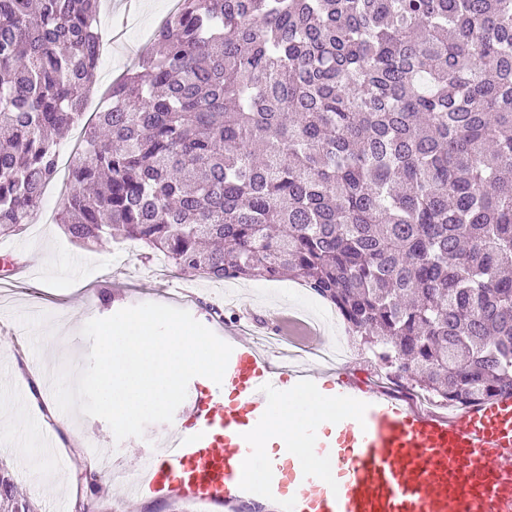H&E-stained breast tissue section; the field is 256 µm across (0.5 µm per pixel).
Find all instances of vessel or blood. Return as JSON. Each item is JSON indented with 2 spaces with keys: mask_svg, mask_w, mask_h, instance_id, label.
I'll return each instance as SVG.
<instances>
[{
  "mask_svg": "<svg viewBox=\"0 0 512 512\" xmlns=\"http://www.w3.org/2000/svg\"><path fill=\"white\" fill-rule=\"evenodd\" d=\"M287 336L294 346L319 345L295 317ZM224 340L232 353L221 385L193 394L163 448L129 476L130 497L232 506L270 496L279 512H512V395L447 416L309 363L275 367L234 328ZM291 387L330 390L360 408L357 420L302 430L310 448L334 455L333 480L306 459L254 450L255 429ZM251 462L265 470L264 483L250 480Z\"/></svg>",
  "mask_w": 512,
  "mask_h": 512,
  "instance_id": "obj_1",
  "label": "vessel or blood"
}]
</instances>
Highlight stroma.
I'll list each match as a JSON object with an SVG mask.
<instances>
[{"label":"stroma","instance_id":"obj_1","mask_svg":"<svg viewBox=\"0 0 512 512\" xmlns=\"http://www.w3.org/2000/svg\"><path fill=\"white\" fill-rule=\"evenodd\" d=\"M176 0H137L125 14L122 0L101 10L103 38L120 35L130 48L121 65L99 69L97 84L107 87L151 50V35ZM81 135L73 129L60 141L58 169L43 190L37 217L19 234L0 237V464L12 473L16 485L30 498L37 512H73L88 464L99 451L111 449L129 469L142 466L152 442L166 431L165 424L148 425L143 437L116 441L108 423L97 417L72 415L60 426L49 412L27 410L26 384L37 375L57 370L64 362L83 367L91 343L82 333L62 341L57 325L72 314L108 317L120 309L159 303L187 310L214 333L224 325H240L266 336L281 310H327L328 305L298 281L237 283L232 300H225L224 285L175 267L160 268L148 259L141 245L127 249L115 261L113 245L85 249L72 243L58 218L69 188V174L78 159L74 146ZM332 342L343 347L333 370L360 378L370 386L381 383L383 367L366 353L360 337L350 335L336 321ZM91 512H226L221 505H200L180 500H121L111 492L90 499Z\"/></svg>","mask_w":512,"mask_h":512}]
</instances>
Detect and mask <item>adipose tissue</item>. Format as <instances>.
I'll return each instance as SVG.
<instances>
[{"label":"adipose tissue","instance_id":"1","mask_svg":"<svg viewBox=\"0 0 512 512\" xmlns=\"http://www.w3.org/2000/svg\"><path fill=\"white\" fill-rule=\"evenodd\" d=\"M354 412L352 403L337 402L329 392H295L273 406L266 423L256 433L255 449L261 452L275 444L290 454L310 456L301 439L307 420L321 422L339 415L350 417Z\"/></svg>","mask_w":512,"mask_h":512}]
</instances>
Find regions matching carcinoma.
I'll use <instances>...</instances> for the list:
<instances>
[{
    "mask_svg": "<svg viewBox=\"0 0 512 512\" xmlns=\"http://www.w3.org/2000/svg\"><path fill=\"white\" fill-rule=\"evenodd\" d=\"M101 0H0V237L97 82ZM83 128L61 224L285 273L407 388L512 394V0H178ZM0 512H34L0 469Z\"/></svg>",
    "mask_w": 512,
    "mask_h": 512,
    "instance_id": "carcinoma-1",
    "label": "carcinoma"
}]
</instances>
